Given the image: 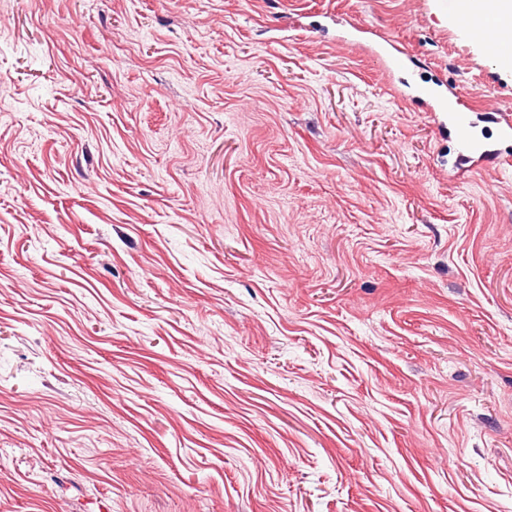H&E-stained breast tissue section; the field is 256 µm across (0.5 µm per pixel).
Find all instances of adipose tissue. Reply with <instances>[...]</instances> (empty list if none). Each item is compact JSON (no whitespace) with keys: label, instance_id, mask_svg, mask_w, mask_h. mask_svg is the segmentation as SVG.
<instances>
[{"label":"adipose tissue","instance_id":"adipose-tissue-1","mask_svg":"<svg viewBox=\"0 0 512 512\" xmlns=\"http://www.w3.org/2000/svg\"><path fill=\"white\" fill-rule=\"evenodd\" d=\"M451 5L452 13H476L484 18L497 65L512 70V0H451Z\"/></svg>","mask_w":512,"mask_h":512}]
</instances>
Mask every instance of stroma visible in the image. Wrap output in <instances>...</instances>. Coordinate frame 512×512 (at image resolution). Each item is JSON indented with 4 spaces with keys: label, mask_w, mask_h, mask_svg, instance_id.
<instances>
[{
    "label": "stroma",
    "mask_w": 512,
    "mask_h": 512,
    "mask_svg": "<svg viewBox=\"0 0 512 512\" xmlns=\"http://www.w3.org/2000/svg\"><path fill=\"white\" fill-rule=\"evenodd\" d=\"M427 91L512 111L444 0H0V512H512V167ZM466 107L465 103L456 99L455 103H448V121L455 128L460 145L466 152L479 153L481 161H507L510 159L511 154L507 150L510 146L502 149H490L484 146L483 141L477 136L470 128V123L466 122L460 109L457 106Z\"/></svg>",
    "instance_id": "1"
}]
</instances>
